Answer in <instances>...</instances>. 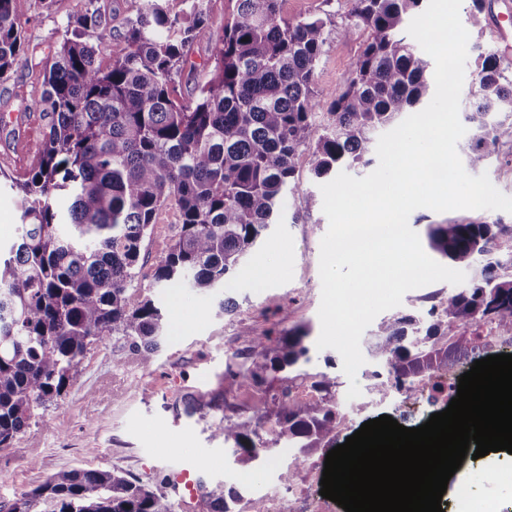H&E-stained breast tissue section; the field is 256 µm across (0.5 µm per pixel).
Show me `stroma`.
<instances>
[{
    "mask_svg": "<svg viewBox=\"0 0 512 512\" xmlns=\"http://www.w3.org/2000/svg\"><path fill=\"white\" fill-rule=\"evenodd\" d=\"M83 0H54L44 6L32 0L30 17L23 30L29 50L11 80L0 83V170L21 173L37 158L42 143L44 117L25 111L28 100L42 91V73L53 49L64 35L70 16ZM349 0H282L281 11L294 20L308 14L328 13L329 38L316 72V87L323 90L341 85L352 59L359 53L365 32L352 38L340 37L350 23ZM315 198L305 205L294 198L284 201L282 223L271 225L262 243L243 262L238 273L209 296L191 289H169L153 285L152 273L179 230L175 207L161 209L143 242L139 275L129 285L131 304L151 296L164 307L169 325L165 339L151 364H143L130 341L111 336L88 346L80 359L79 380L57 401L35 407L30 425L10 445L0 447V512L21 494L45 484L54 474L69 469H108L121 472L155 492L169 494L165 481L166 461L174 448H203L219 459V466L204 479L205 490L237 492L242 501L267 495L287 497L290 482L302 472L292 464L286 445L275 440L277 407L264 393L229 392L224 371L229 358L245 360L251 346L244 332L261 336L283 334L290 328H309L318 338L321 302L319 274L320 243L328 230V220L318 198L317 181H309ZM451 220H472L512 226V213L492 210L434 212L415 210L409 224L417 233L427 225ZM266 266L270 273L263 284L251 277L255 267ZM232 300L234 311L222 308ZM367 361L362 389L357 401L339 397L340 411L355 410L352 423L341 437H349L368 420L388 415L406 417L408 424L421 425L433 414L426 399H403L396 394L390 403H379L369 389ZM303 378L290 380L280 372L273 386L293 392L309 391L317 376L341 374L342 359L332 349L311 350L303 365ZM198 398L203 406L188 413L187 403ZM264 416L261 434L269 446L265 459L257 463L231 455L216 429L224 418ZM512 466V457L492 452L463 464L451 477V484L471 485L476 499L487 501L497 512H512V485H491L481 480L489 467Z\"/></svg>",
    "mask_w": 512,
    "mask_h": 512,
    "instance_id": "35a3bbf8",
    "label": "stroma"
}]
</instances>
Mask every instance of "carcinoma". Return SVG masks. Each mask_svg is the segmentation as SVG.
Returning a JSON list of instances; mask_svg holds the SVG:
<instances>
[{"instance_id":"1","label":"carcinoma","mask_w":512,"mask_h":512,"mask_svg":"<svg viewBox=\"0 0 512 512\" xmlns=\"http://www.w3.org/2000/svg\"><path fill=\"white\" fill-rule=\"evenodd\" d=\"M423 0H351L350 37L368 32L338 88L315 90L328 39V18L290 21L281 0H235L214 27L203 0H135V14L114 33L97 0L68 21L43 75L41 95L25 105L45 125L37 162L11 180L23 209L9 256L0 258V447L29 425L33 408L52 402L79 379L87 346L109 336L131 340L145 364L166 330L152 297L137 305L126 291L137 277L141 247L159 210L173 206L179 232L156 265L153 284L207 295L233 277L264 231L284 218L283 199L310 198L297 176L302 150L314 156L313 178L368 165L377 132L411 112L430 91V59L405 35ZM473 28L483 29L486 0H471ZM30 0H0V83L27 54L21 19ZM119 37L123 48L103 66L98 47ZM206 44L200 63L195 47ZM512 65L498 51L477 57L466 150L472 169L489 146L512 142ZM187 75L196 94L173 97ZM328 110L330 123L318 121ZM67 197L66 213L57 208ZM429 248L455 265L482 260L467 288L431 295L425 318L397 312L373 334L381 370L371 391L400 392L446 364L464 365L480 325L512 335V228L476 221L430 224ZM306 328L283 345L268 336L244 340L250 362L228 368L225 390L270 389L276 374L309 360ZM338 378L319 375L310 396L285 391L277 441L299 462L339 435ZM257 419L227 417L217 433L248 460L266 447ZM175 512L167 497L111 470H64L21 495L9 512Z\"/></svg>"}]
</instances>
